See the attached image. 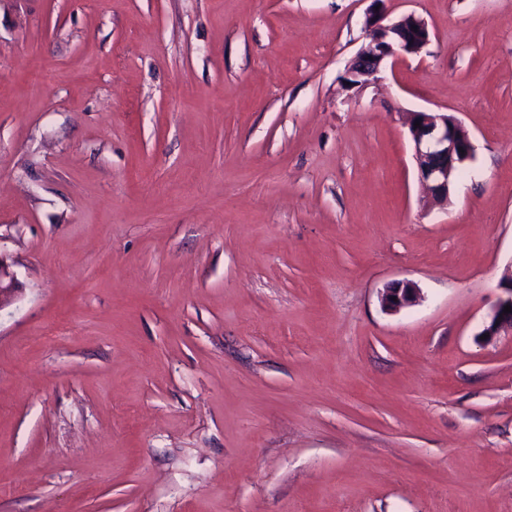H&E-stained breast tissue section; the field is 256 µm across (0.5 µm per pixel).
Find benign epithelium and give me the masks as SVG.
<instances>
[{
    "label": "benign epithelium",
    "mask_w": 512,
    "mask_h": 512,
    "mask_svg": "<svg viewBox=\"0 0 512 512\" xmlns=\"http://www.w3.org/2000/svg\"><path fill=\"white\" fill-rule=\"evenodd\" d=\"M364 32L365 45L356 53L344 76V81L352 88H364L378 81L386 66L393 67L408 57L419 55L431 37L423 19L409 14L389 21L378 8L367 14ZM407 123L420 178L429 190L431 202L443 205L448 201L452 181L462 166L473 159L472 139L462 122L448 113L409 112ZM505 280L507 296L495 306L483 330L488 342L500 331L512 330V312L503 313L505 306H512V276ZM12 290L13 275L0 256V304ZM420 299V289L408 281L392 284L380 295L382 308L390 312L414 306Z\"/></svg>",
    "instance_id": "obj_1"
}]
</instances>
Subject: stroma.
I'll list each match as a JSON object with an SVG mask.
<instances>
[{"label": "stroma", "mask_w": 512, "mask_h": 512, "mask_svg": "<svg viewBox=\"0 0 512 512\" xmlns=\"http://www.w3.org/2000/svg\"><path fill=\"white\" fill-rule=\"evenodd\" d=\"M384 5L0 0V512H512V0ZM374 9L364 21L366 42L356 53L344 76V82H350L347 87L364 88L375 83L386 68L408 57L421 53L430 42L431 33L426 22L409 14L389 20L387 15L376 7L383 0H372ZM416 25V30L412 29ZM406 115L420 178L429 190L432 204L444 205L452 181L462 166L473 159L472 139L454 115L440 112H407ZM416 121L420 126L414 127ZM504 279L507 282V286L503 289L507 290V296L502 298L499 303L493 309L489 324L483 330L481 336L486 334L485 341H491L495 336H498L500 331L504 329H510L512 331V273L509 276H505ZM510 305L511 312L503 314L504 307ZM396 297V301H393ZM421 299L419 288L412 282H397L383 289L380 302L383 309L398 312L416 305Z\"/></svg>", "instance_id": "1"}]
</instances>
